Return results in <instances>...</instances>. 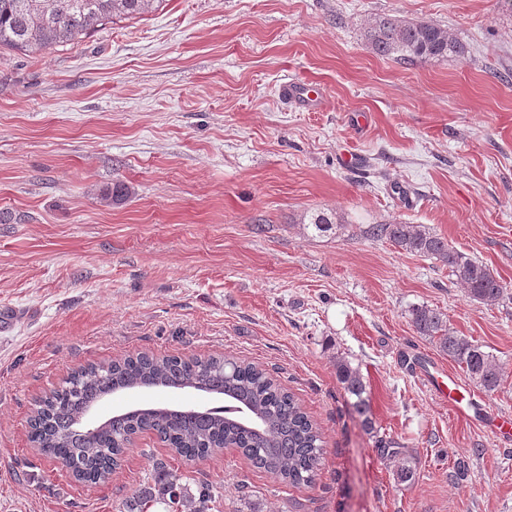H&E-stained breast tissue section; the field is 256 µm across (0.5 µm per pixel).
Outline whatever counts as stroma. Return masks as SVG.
<instances>
[{
    "mask_svg": "<svg viewBox=\"0 0 512 512\" xmlns=\"http://www.w3.org/2000/svg\"><path fill=\"white\" fill-rule=\"evenodd\" d=\"M425 20L466 48L400 62L366 48L375 16ZM321 86L322 109L280 98ZM354 165L342 162L344 154ZM121 180L119 207L100 189ZM0 512H123L161 459L212 512H504L512 441L456 413L406 365L412 305L485 346L512 410V0H164L73 46L0 49ZM338 215L325 233L302 215ZM422 224L506 285L471 300L439 260L372 239ZM139 352L222 353L268 370L322 432L312 484L273 481L232 448L188 461L137 436L110 482L84 486L28 440L37 401L74 369ZM358 367L366 432L336 376ZM146 403L214 406L157 389L103 399L104 419ZM386 441L399 451L383 457ZM470 457L467 481L448 474ZM416 471L398 484L401 463ZM280 94L290 103L307 111H318L324 100V94L316 83L291 79L280 86Z\"/></svg>",
    "mask_w": 512,
    "mask_h": 512,
    "instance_id": "35a3bbf8",
    "label": "stroma"
}]
</instances>
